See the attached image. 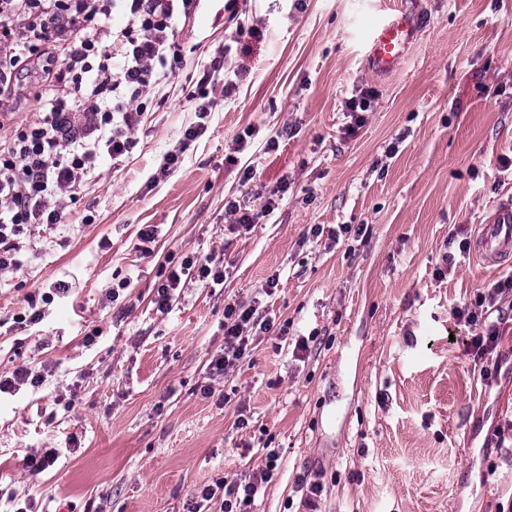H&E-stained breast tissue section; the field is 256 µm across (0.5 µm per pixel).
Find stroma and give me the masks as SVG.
<instances>
[{"instance_id": "1", "label": "stroma", "mask_w": 512, "mask_h": 512, "mask_svg": "<svg viewBox=\"0 0 512 512\" xmlns=\"http://www.w3.org/2000/svg\"><path fill=\"white\" fill-rule=\"evenodd\" d=\"M401 2L202 0L132 152L102 156L68 224L31 226L20 270L0 275V375L25 365L44 379L0 401V492L36 512H186L197 488L274 451L254 512H304L303 475L321 476L323 512H512V440L495 435L512 420V365L485 385L474 330L453 314L512 264L483 266L450 242L512 198V0H411L417 37L382 76L366 42ZM213 64L235 90L182 147L185 95ZM39 68L14 83L16 119L35 115ZM362 91L354 130L345 101ZM230 198L258 213L250 231L233 226ZM344 224L367 232L331 240ZM172 252L216 254L224 282H186L162 314L155 285ZM59 280L69 297L19 324L27 294ZM234 300L286 334L251 337L220 375L209 364ZM41 448L62 456L34 477L24 459Z\"/></svg>"}]
</instances>
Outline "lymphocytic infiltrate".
Returning a JSON list of instances; mask_svg holds the SVG:
<instances>
[{"mask_svg":"<svg viewBox=\"0 0 512 512\" xmlns=\"http://www.w3.org/2000/svg\"><path fill=\"white\" fill-rule=\"evenodd\" d=\"M128 20L112 22V0H0V97L9 95L17 71L33 56H49L36 119L0 132V274L20 267L21 240L31 225L65 223L59 197L76 198L96 176L100 154L119 157L150 117L159 85L178 60V26H192L200 0H124ZM154 303L167 312L182 281L224 282L210 253L166 256ZM512 293V278L490 285L475 308L455 309L475 327L472 353L483 360L500 349V329L487 311ZM271 320L236 302L224 306V353L211 362L223 372L243 359L252 331L270 332ZM279 456L268 452L244 479L204 486L190 512H251Z\"/></svg>","mask_w":512,"mask_h":512,"instance_id":"1","label":"lymphocytic infiltrate"}]
</instances>
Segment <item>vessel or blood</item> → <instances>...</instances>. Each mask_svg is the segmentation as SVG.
<instances>
[{
  "instance_id": "b4317fda",
  "label": "vessel or blood",
  "mask_w": 512,
  "mask_h": 512,
  "mask_svg": "<svg viewBox=\"0 0 512 512\" xmlns=\"http://www.w3.org/2000/svg\"><path fill=\"white\" fill-rule=\"evenodd\" d=\"M416 37L415 15L409 10L379 18L368 41L367 62L379 74L395 72ZM474 251L486 266L512 263V202L496 203L480 226Z\"/></svg>"
}]
</instances>
